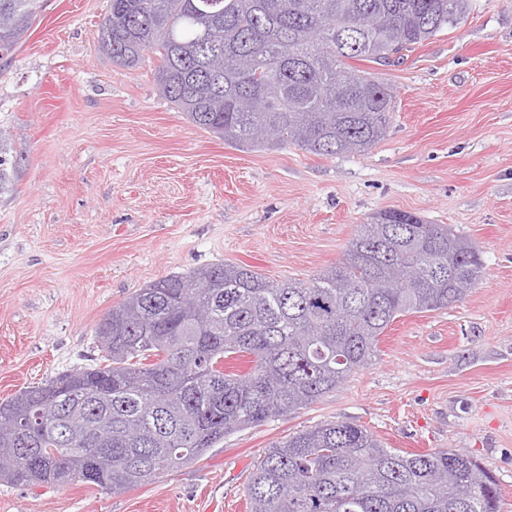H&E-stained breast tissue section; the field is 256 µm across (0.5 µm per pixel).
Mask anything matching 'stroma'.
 <instances>
[{"label": "stroma", "mask_w": 512, "mask_h": 512, "mask_svg": "<svg viewBox=\"0 0 512 512\" xmlns=\"http://www.w3.org/2000/svg\"><path fill=\"white\" fill-rule=\"evenodd\" d=\"M108 5L45 0L0 62V401L89 364L101 318L153 281L224 262L304 280L384 210L465 235L485 270L465 301L396 319L333 392L195 463L118 495L0 482V512H249L266 449L341 420L403 453L473 455L512 512V0H471L401 64H367L396 91L390 127L333 157L241 151L190 124L155 56L127 69L97 52Z\"/></svg>", "instance_id": "obj_1"}]
</instances>
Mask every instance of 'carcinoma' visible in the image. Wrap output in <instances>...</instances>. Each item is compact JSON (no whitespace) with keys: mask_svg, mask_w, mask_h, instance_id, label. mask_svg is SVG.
Returning a JSON list of instances; mask_svg holds the SVG:
<instances>
[{"mask_svg":"<svg viewBox=\"0 0 512 512\" xmlns=\"http://www.w3.org/2000/svg\"><path fill=\"white\" fill-rule=\"evenodd\" d=\"M109 0L97 50L130 69L158 56L159 94L240 150L293 142L320 156L383 139L396 92L382 66L464 22L470 0ZM43 0H0V60ZM478 245L446 224L385 210L336 265L271 280L216 263L137 290L98 324L99 358L0 402V481L76 479L120 493L195 462L244 427L286 417L377 356L397 317L447 308L480 281ZM248 357L245 374L229 358ZM40 412L37 453L18 455L16 415ZM466 486L470 496L459 497ZM250 512H500L494 477L456 449L402 454L367 428L330 421L269 448L247 485Z\"/></svg>","mask_w":512,"mask_h":512,"instance_id":"cac0c4a2","label":"carcinoma"}]
</instances>
